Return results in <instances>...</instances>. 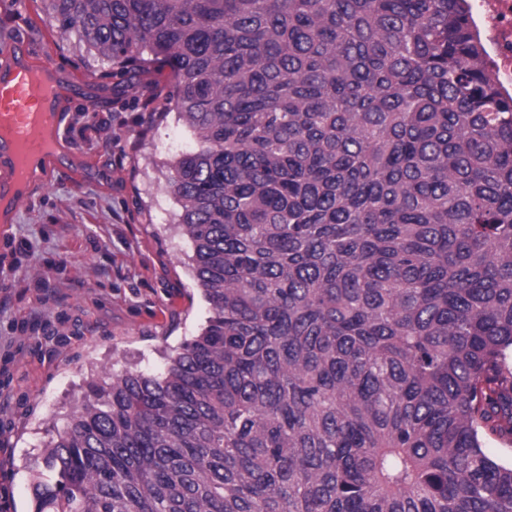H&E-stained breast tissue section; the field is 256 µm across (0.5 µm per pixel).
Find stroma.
Segmentation results:
<instances>
[{
  "label": "stroma",
  "instance_id": "stroma-1",
  "mask_svg": "<svg viewBox=\"0 0 512 512\" xmlns=\"http://www.w3.org/2000/svg\"><path fill=\"white\" fill-rule=\"evenodd\" d=\"M0 0V62L23 39L51 59L67 86L66 139L50 174L35 185L15 221L0 231V337L38 312L61 319L64 347L25 342L0 349L13 400L0 407V487L12 512H28L27 466L63 428L89 382H111L127 368L163 371L166 356L203 327L209 309L193 278L191 244L177 227L166 188L167 164L193 149L175 113L151 108L155 90L172 89L170 67L148 75L102 76L76 36L59 37L38 0L26 10ZM83 179H75V170Z\"/></svg>",
  "mask_w": 512,
  "mask_h": 512
}]
</instances>
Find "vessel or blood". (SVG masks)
Listing matches in <instances>:
<instances>
[{"label":"vessel or blood","mask_w":512,"mask_h":512,"mask_svg":"<svg viewBox=\"0 0 512 512\" xmlns=\"http://www.w3.org/2000/svg\"><path fill=\"white\" fill-rule=\"evenodd\" d=\"M54 64L22 55L0 68V200L17 210L26 198L17 181L35 159L52 161L45 126L60 128L63 98Z\"/></svg>","instance_id":"obj_1"}]
</instances>
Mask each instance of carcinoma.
I'll return each mask as SVG.
<instances>
[{
    "label": "carcinoma",
    "mask_w": 512,
    "mask_h": 512,
    "mask_svg": "<svg viewBox=\"0 0 512 512\" xmlns=\"http://www.w3.org/2000/svg\"><path fill=\"white\" fill-rule=\"evenodd\" d=\"M195 140L210 315L91 383L30 512H512V95L468 0H41Z\"/></svg>",
    "instance_id": "carcinoma-1"
}]
</instances>
